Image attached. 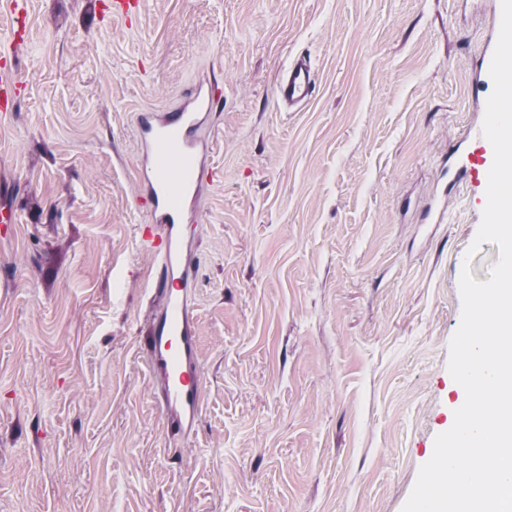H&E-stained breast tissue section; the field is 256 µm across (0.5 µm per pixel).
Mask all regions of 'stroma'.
Wrapping results in <instances>:
<instances>
[{
    "mask_svg": "<svg viewBox=\"0 0 512 512\" xmlns=\"http://www.w3.org/2000/svg\"><path fill=\"white\" fill-rule=\"evenodd\" d=\"M0 112V512H401L465 401L448 371L485 207L448 141L501 0H27ZM311 101L279 108L297 54ZM217 173L193 307L202 411L168 430L141 327L136 117L199 78Z\"/></svg>",
    "mask_w": 512,
    "mask_h": 512,
    "instance_id": "obj_1",
    "label": "stroma"
}]
</instances>
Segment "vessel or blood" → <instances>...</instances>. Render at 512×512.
Masks as SVG:
<instances>
[{"mask_svg":"<svg viewBox=\"0 0 512 512\" xmlns=\"http://www.w3.org/2000/svg\"><path fill=\"white\" fill-rule=\"evenodd\" d=\"M315 89L308 58L289 62L277 80V99L291 108L305 106ZM220 102L218 85L196 81L180 108L137 116L142 167L143 201L153 222L141 230V242L152 259L154 273L148 287L150 314L142 328L150 355V370L161 381V405L167 425L176 434L190 433L202 407L196 371L197 323L188 305L198 266L185 255V225L197 214L205 174L211 173L210 145L215 133L209 117ZM449 156L464 155L463 177L486 187L494 151L481 128L465 142H449Z\"/></svg>","mask_w":512,"mask_h":512,"instance_id":"b4317fda","label":"vessel or blood"}]
</instances>
